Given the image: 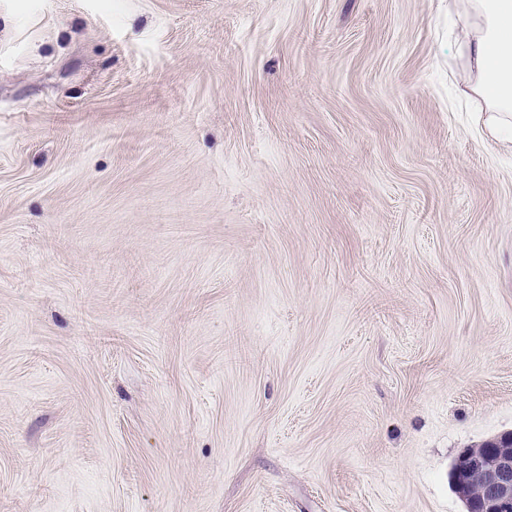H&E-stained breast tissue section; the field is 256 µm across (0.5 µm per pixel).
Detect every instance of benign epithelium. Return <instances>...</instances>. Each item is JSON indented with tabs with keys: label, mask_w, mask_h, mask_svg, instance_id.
<instances>
[{
	"label": "benign epithelium",
	"mask_w": 512,
	"mask_h": 512,
	"mask_svg": "<svg viewBox=\"0 0 512 512\" xmlns=\"http://www.w3.org/2000/svg\"><path fill=\"white\" fill-rule=\"evenodd\" d=\"M461 457L451 476L455 490L466 491L472 484L482 489L478 499L463 498L466 512H512V435L496 438L488 455L466 449Z\"/></svg>",
	"instance_id": "7a95c632"
}]
</instances>
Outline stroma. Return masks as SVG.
I'll list each match as a JSON object with an SVG mask.
<instances>
[{
	"mask_svg": "<svg viewBox=\"0 0 512 512\" xmlns=\"http://www.w3.org/2000/svg\"><path fill=\"white\" fill-rule=\"evenodd\" d=\"M464 7L0 0V512H465L512 153Z\"/></svg>",
	"mask_w": 512,
	"mask_h": 512,
	"instance_id": "1",
	"label": "stroma"
}]
</instances>
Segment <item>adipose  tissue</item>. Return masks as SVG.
Instances as JSON below:
<instances>
[{
    "label": "adipose tissue",
    "mask_w": 512,
    "mask_h": 512,
    "mask_svg": "<svg viewBox=\"0 0 512 512\" xmlns=\"http://www.w3.org/2000/svg\"><path fill=\"white\" fill-rule=\"evenodd\" d=\"M464 42L488 134L512 145V0H467Z\"/></svg>",
    "instance_id": "1"
}]
</instances>
